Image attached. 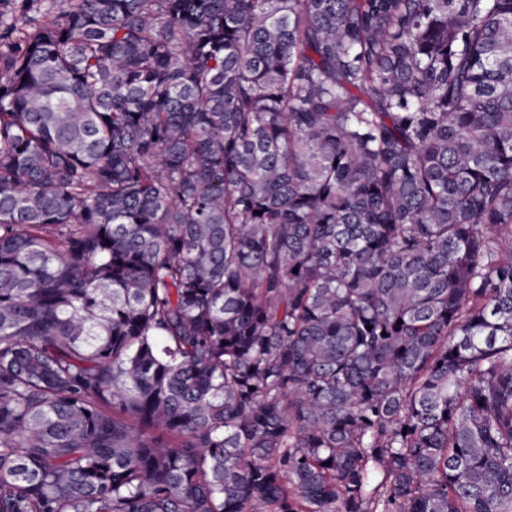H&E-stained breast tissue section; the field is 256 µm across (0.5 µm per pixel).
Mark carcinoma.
Here are the masks:
<instances>
[{"instance_id":"1","label":"carcinoma","mask_w":512,"mask_h":512,"mask_svg":"<svg viewBox=\"0 0 512 512\" xmlns=\"http://www.w3.org/2000/svg\"><path fill=\"white\" fill-rule=\"evenodd\" d=\"M0 1V512H512V0Z\"/></svg>"}]
</instances>
